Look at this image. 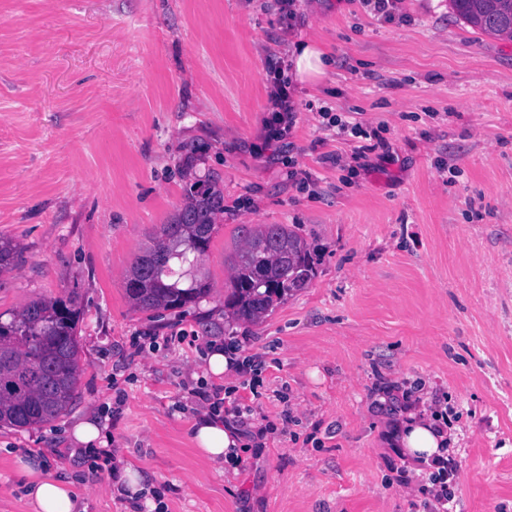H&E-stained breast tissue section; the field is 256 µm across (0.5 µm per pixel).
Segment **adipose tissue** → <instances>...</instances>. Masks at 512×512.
<instances>
[{"label":"adipose tissue","instance_id":"ef3b65f1","mask_svg":"<svg viewBox=\"0 0 512 512\" xmlns=\"http://www.w3.org/2000/svg\"><path fill=\"white\" fill-rule=\"evenodd\" d=\"M389 438L410 456L444 460L457 442V429L446 425L424 398L391 421ZM193 439L202 455L215 462H235L244 448L239 430L212 414L196 421ZM16 465L27 478L26 497L34 512H77L70 486L43 471L39 454L17 458Z\"/></svg>","mask_w":512,"mask_h":512}]
</instances>
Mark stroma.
I'll use <instances>...</instances> for the list:
<instances>
[{"label": "stroma", "instance_id": "35a3bbf8", "mask_svg": "<svg viewBox=\"0 0 512 512\" xmlns=\"http://www.w3.org/2000/svg\"><path fill=\"white\" fill-rule=\"evenodd\" d=\"M0 0V313L73 296L76 397L0 425V512H33L39 451L86 512H435L432 468L391 448L403 388L461 427L448 512H512V38L449 0ZM330 53L296 89L291 144L262 147L269 69ZM361 124L363 135L340 132ZM224 192L188 308L141 311L134 258L194 181ZM296 226L315 276L259 321L224 306L242 225ZM215 345L243 368L206 371ZM250 413L234 465L203 461V394ZM94 419L121 453L70 443ZM126 462L150 498L113 488ZM324 51L313 43L295 45L292 52L291 74L294 81L314 83L326 72Z\"/></svg>", "mask_w": 512, "mask_h": 512}]
</instances>
